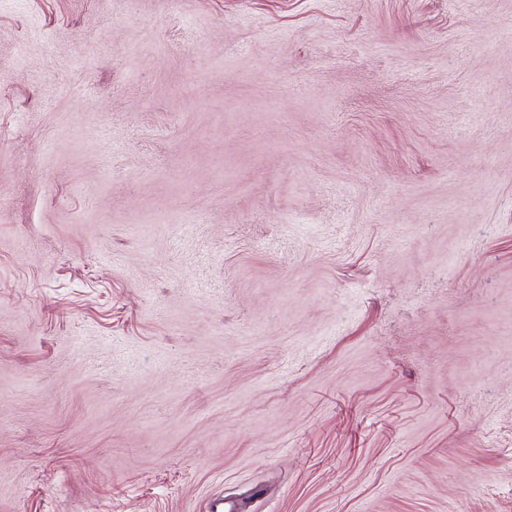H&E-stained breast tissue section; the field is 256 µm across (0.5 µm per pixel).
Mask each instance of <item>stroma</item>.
<instances>
[{"instance_id":"stroma-1","label":"stroma","mask_w":512,"mask_h":512,"mask_svg":"<svg viewBox=\"0 0 512 512\" xmlns=\"http://www.w3.org/2000/svg\"><path fill=\"white\" fill-rule=\"evenodd\" d=\"M512 512V0H0V512Z\"/></svg>"}]
</instances>
